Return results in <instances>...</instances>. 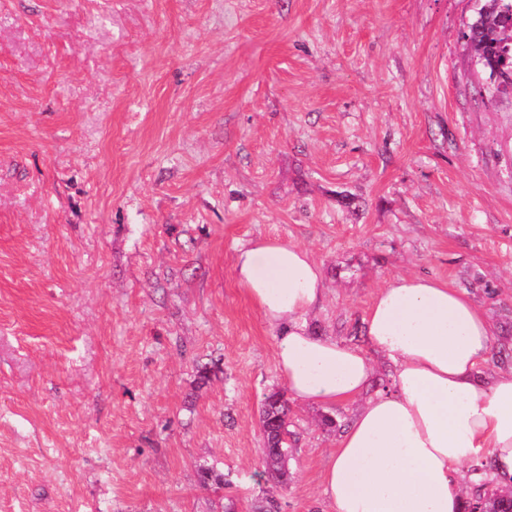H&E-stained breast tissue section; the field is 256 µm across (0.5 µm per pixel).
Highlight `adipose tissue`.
I'll return each instance as SVG.
<instances>
[{"mask_svg":"<svg viewBox=\"0 0 512 512\" xmlns=\"http://www.w3.org/2000/svg\"><path fill=\"white\" fill-rule=\"evenodd\" d=\"M233 269L278 331L276 366L291 397L357 405L323 472L328 512H463L481 478L512 485V367L479 379L496 334L468 293L416 274L380 288L364 332L394 377L367 398L368 351L308 330L325 285L306 248L258 238L237 250ZM486 458L493 469L484 476L478 467Z\"/></svg>","mask_w":512,"mask_h":512,"instance_id":"adipose-tissue-1","label":"adipose tissue"}]
</instances>
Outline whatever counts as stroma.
<instances>
[{
    "label": "stroma",
    "mask_w": 512,
    "mask_h": 512,
    "mask_svg": "<svg viewBox=\"0 0 512 512\" xmlns=\"http://www.w3.org/2000/svg\"><path fill=\"white\" fill-rule=\"evenodd\" d=\"M474 8L0 0V512H326L357 405L290 401L268 478L253 239L320 265L314 335L366 348L415 273L512 337V98L470 65ZM264 443H265L264 454H265V466H266L265 473L268 474V476H271L272 478L283 479L284 474L286 473L285 464H286L288 455H284L280 451V448H281L280 444L278 445V448H275V445L277 444L276 437L269 434L266 438H264ZM268 462L272 465V467L275 470H271L268 468V466H267Z\"/></svg>",
    "instance_id": "obj_1"
}]
</instances>
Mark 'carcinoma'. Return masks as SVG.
I'll return each mask as SVG.
<instances>
[{
  "label": "carcinoma",
  "mask_w": 512,
  "mask_h": 512,
  "mask_svg": "<svg viewBox=\"0 0 512 512\" xmlns=\"http://www.w3.org/2000/svg\"><path fill=\"white\" fill-rule=\"evenodd\" d=\"M468 35L470 55L489 74L496 91L512 92V0H484L477 17L468 25ZM264 443L265 462L272 465L265 473L283 478L287 456L276 448V437L269 435ZM473 505L483 506L486 512H512V497L482 484L467 497L465 512H470Z\"/></svg>",
  "instance_id": "cac0c4a2"
}]
</instances>
